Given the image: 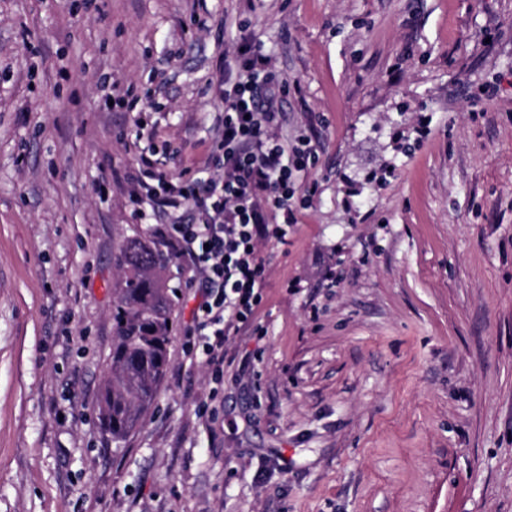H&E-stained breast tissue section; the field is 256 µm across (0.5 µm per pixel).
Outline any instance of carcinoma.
<instances>
[{
    "mask_svg": "<svg viewBox=\"0 0 512 512\" xmlns=\"http://www.w3.org/2000/svg\"><path fill=\"white\" fill-rule=\"evenodd\" d=\"M171 262L159 244L139 239L121 248L123 283L112 303V363L99 407L104 430L127 437L153 405L164 378L174 290L161 279Z\"/></svg>",
    "mask_w": 512,
    "mask_h": 512,
    "instance_id": "carcinoma-1",
    "label": "carcinoma"
}]
</instances>
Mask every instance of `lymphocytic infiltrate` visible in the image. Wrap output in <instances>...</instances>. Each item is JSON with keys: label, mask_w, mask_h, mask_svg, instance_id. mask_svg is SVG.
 <instances>
[{"label": "lymphocytic infiltrate", "mask_w": 512, "mask_h": 512, "mask_svg": "<svg viewBox=\"0 0 512 512\" xmlns=\"http://www.w3.org/2000/svg\"><path fill=\"white\" fill-rule=\"evenodd\" d=\"M241 46L235 63L224 66V114L213 146L222 175L171 178L160 172L146 190L157 207L179 214L177 224L157 234L197 272L203 301L189 333L218 372L230 334L249 325L262 302L263 247L284 243L286 225L296 223L307 204L297 183L315 155L307 134L295 136L289 147L274 134L280 112L270 59L255 40L243 39ZM275 213L281 223H272Z\"/></svg>", "instance_id": "f902f5d3"}]
</instances>
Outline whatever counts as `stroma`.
Here are the masks:
<instances>
[{
  "instance_id": "1",
  "label": "stroma",
  "mask_w": 512,
  "mask_h": 512,
  "mask_svg": "<svg viewBox=\"0 0 512 512\" xmlns=\"http://www.w3.org/2000/svg\"><path fill=\"white\" fill-rule=\"evenodd\" d=\"M244 35L316 192L221 380L172 259L168 368L116 443L117 257L171 221L138 164L204 167ZM0 512H512V0H0Z\"/></svg>"
}]
</instances>
